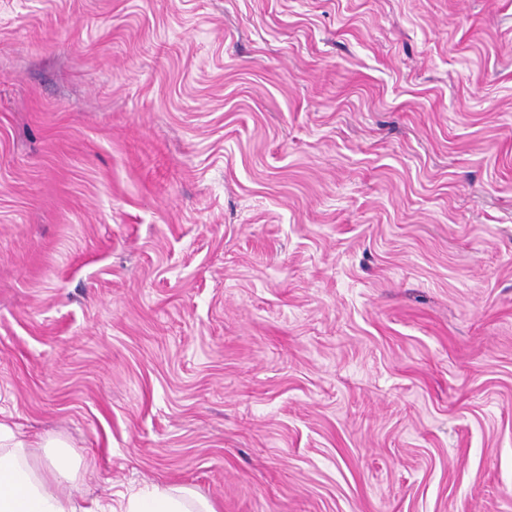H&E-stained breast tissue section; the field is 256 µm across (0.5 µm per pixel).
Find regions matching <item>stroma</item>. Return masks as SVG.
Here are the masks:
<instances>
[{
	"instance_id": "35a3bbf8",
	"label": "stroma",
	"mask_w": 512,
	"mask_h": 512,
	"mask_svg": "<svg viewBox=\"0 0 512 512\" xmlns=\"http://www.w3.org/2000/svg\"><path fill=\"white\" fill-rule=\"evenodd\" d=\"M0 419L82 506L512 512V0H0ZM121 512H216L206 499L186 487H153L143 493L131 494Z\"/></svg>"
}]
</instances>
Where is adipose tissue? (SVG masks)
Segmentation results:
<instances>
[{
    "instance_id": "ef3b65f1",
    "label": "adipose tissue",
    "mask_w": 512,
    "mask_h": 512,
    "mask_svg": "<svg viewBox=\"0 0 512 512\" xmlns=\"http://www.w3.org/2000/svg\"><path fill=\"white\" fill-rule=\"evenodd\" d=\"M26 441L0 422V512H76L70 500L50 491L49 479H70L68 461L50 460L44 472L35 471L24 450ZM124 512H216L206 499L186 487H153L130 495Z\"/></svg>"
}]
</instances>
